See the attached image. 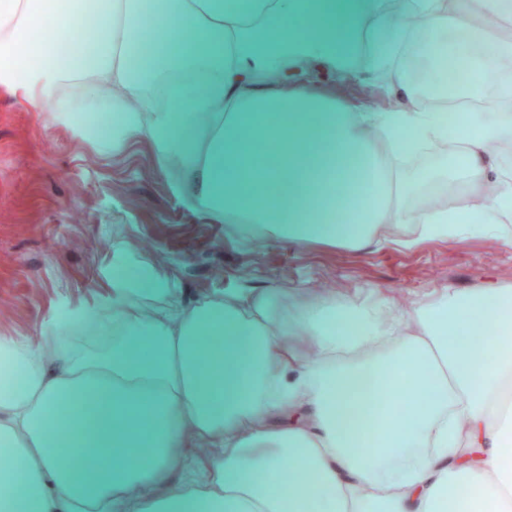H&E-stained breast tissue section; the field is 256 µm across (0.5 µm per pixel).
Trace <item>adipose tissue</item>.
Listing matches in <instances>:
<instances>
[{
    "mask_svg": "<svg viewBox=\"0 0 512 512\" xmlns=\"http://www.w3.org/2000/svg\"><path fill=\"white\" fill-rule=\"evenodd\" d=\"M49 7L0 0V85L74 122L108 114L113 148L147 139L212 221L356 249L390 224L424 239L512 221V83L452 131L447 98L408 77L447 34L461 86L512 63L494 31L512 0H72L59 36L88 14L101 33L73 63L41 39ZM316 69L384 82L397 105L364 111ZM448 142L424 206L409 160ZM477 316L493 339L465 334ZM52 323L47 350L0 336V512H512V283L397 316L379 291L187 304L166 277L118 273L109 305ZM100 448L119 464L90 468Z\"/></svg>",
    "mask_w": 512,
    "mask_h": 512,
    "instance_id": "obj_1",
    "label": "adipose tissue"
}]
</instances>
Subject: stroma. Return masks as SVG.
Listing matches in <instances>:
<instances>
[{
	"label": "stroma",
	"mask_w": 512,
	"mask_h": 512,
	"mask_svg": "<svg viewBox=\"0 0 512 512\" xmlns=\"http://www.w3.org/2000/svg\"><path fill=\"white\" fill-rule=\"evenodd\" d=\"M324 87L365 111L394 107L383 90L332 73ZM164 262H157V254ZM168 277L184 303L248 284L286 295L323 293L326 283L357 302L385 291L399 314L439 288L512 281V223L496 237L465 234L363 249L299 243L263 229L244 240L185 205L179 184L158 170L151 144L86 139L55 120L53 103L30 108L0 87V334L42 343L63 305L107 302L116 272Z\"/></svg>",
	"instance_id": "stroma-1"
}]
</instances>
